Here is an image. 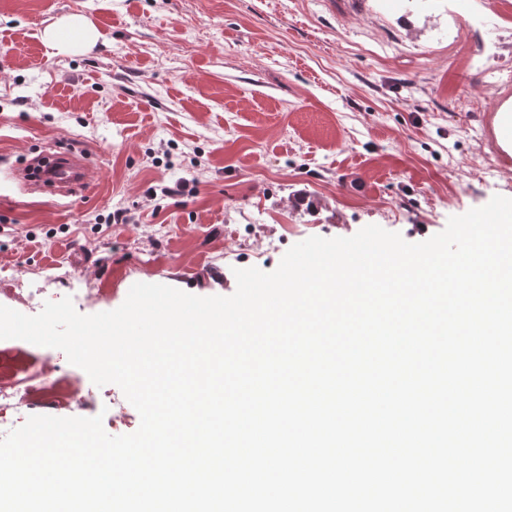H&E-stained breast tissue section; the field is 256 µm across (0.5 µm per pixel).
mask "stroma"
Returning <instances> with one entry per match:
<instances>
[{
    "label": "stroma",
    "instance_id": "35a3bbf8",
    "mask_svg": "<svg viewBox=\"0 0 512 512\" xmlns=\"http://www.w3.org/2000/svg\"><path fill=\"white\" fill-rule=\"evenodd\" d=\"M71 14L98 39L62 53L42 34ZM505 63L512 0H0V305L28 283L90 289L83 315L138 282L228 296L252 253L270 272L311 236L425 241L512 197ZM46 143L85 159L83 190L14 179ZM0 349L77 381L68 416L102 411L63 351Z\"/></svg>",
    "mask_w": 512,
    "mask_h": 512
}]
</instances>
